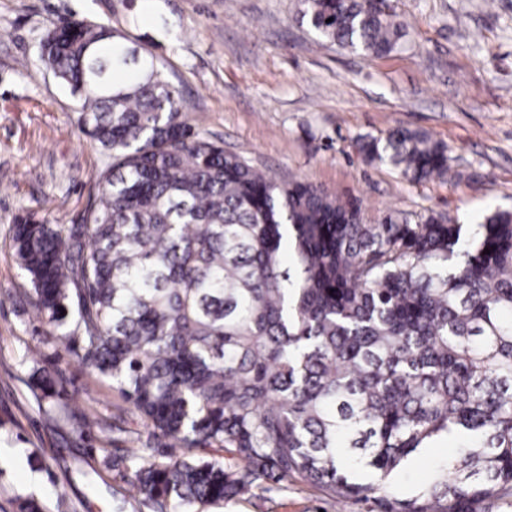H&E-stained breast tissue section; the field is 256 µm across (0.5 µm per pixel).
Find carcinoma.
<instances>
[{
    "instance_id": "1",
    "label": "carcinoma",
    "mask_w": 512,
    "mask_h": 512,
    "mask_svg": "<svg viewBox=\"0 0 512 512\" xmlns=\"http://www.w3.org/2000/svg\"><path fill=\"white\" fill-rule=\"evenodd\" d=\"M301 19L372 57L406 35L370 0H302ZM39 52L112 163L87 223L28 213L14 249L55 339L187 449L112 461L153 512L297 478L382 512L512 497L511 211L468 235L432 211L366 224L355 203L277 183L194 130L164 66L125 33L59 17ZM359 151L415 183L448 173V147L417 130ZM444 441L454 452L417 498L386 496L411 454Z\"/></svg>"
}]
</instances>
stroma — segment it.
<instances>
[{"mask_svg":"<svg viewBox=\"0 0 512 512\" xmlns=\"http://www.w3.org/2000/svg\"><path fill=\"white\" fill-rule=\"evenodd\" d=\"M408 23L397 50L368 57L321 42L300 0H0V512H152L105 456L179 447L153 438L109 384L47 342L12 247L16 218L69 224L109 157L75 123V103L38 59L45 30L72 15L151 51L198 131L278 182L354 201L365 223L389 210L464 225L512 210V0H390ZM397 127L449 148L448 174L422 183L367 161L363 138ZM50 374L64 397L39 400ZM67 504L58 509L57 488ZM199 512H379L296 481Z\"/></svg>","mask_w":512,"mask_h":512,"instance_id":"1","label":"stroma"}]
</instances>
